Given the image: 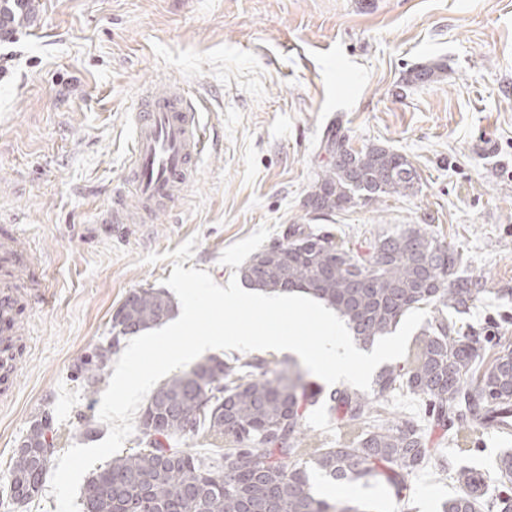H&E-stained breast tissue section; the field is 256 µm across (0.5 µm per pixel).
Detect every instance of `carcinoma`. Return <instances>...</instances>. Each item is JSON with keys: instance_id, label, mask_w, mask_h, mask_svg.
<instances>
[{"instance_id": "cac0c4a2", "label": "carcinoma", "mask_w": 512, "mask_h": 512, "mask_svg": "<svg viewBox=\"0 0 512 512\" xmlns=\"http://www.w3.org/2000/svg\"><path fill=\"white\" fill-rule=\"evenodd\" d=\"M325 150L336 161L317 174L313 205L322 213L343 210L359 199L404 195L418 175L408 159L390 149L355 151L328 130ZM462 257L414 225L383 234L363 252L338 243L329 232L290 227L283 239L253 252L240 267L249 287L275 294H308L336 310L353 337L367 346L398 326L421 305L433 308L428 326L404 360L379 373L372 392L348 387L312 389L300 374L269 367L258 358L210 357L161 382L140 415L138 448L112 456L81 492V512H362L349 502H329L314 490L316 472L339 484L382 478L407 497L405 477L431 457L420 420L372 417L395 392L424 404V418L468 441L487 426L512 433V344L477 368L488 338L462 333L448 311L465 314L485 293L481 280L459 270ZM174 302L162 288L131 291L112 313V340L98 345L77 366L88 387L105 379L123 339L165 321ZM336 413L342 434L325 448L306 432V413ZM202 434L226 445L216 457H197L174 445ZM58 428L50 412L30 426L16 449L7 481L32 479L42 496ZM504 490L488 497L476 487L478 472L456 471L458 492L442 512H512V454L499 458Z\"/></svg>"}]
</instances>
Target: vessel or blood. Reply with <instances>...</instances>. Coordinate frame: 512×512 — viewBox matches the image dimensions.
Instances as JSON below:
<instances>
[{"label":"vessel or blood","mask_w":512,"mask_h":512,"mask_svg":"<svg viewBox=\"0 0 512 512\" xmlns=\"http://www.w3.org/2000/svg\"><path fill=\"white\" fill-rule=\"evenodd\" d=\"M40 22L33 0H0V36ZM131 126L132 163L125 182L150 215L172 202L176 185L193 180L204 140L191 99L171 96L159 86L145 88L137 99ZM40 266L36 254L19 248L13 229H0V337L18 338L22 308L44 300Z\"/></svg>","instance_id":"obj_1"}]
</instances>
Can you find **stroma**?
Wrapping results in <instances>:
<instances>
[{
    "label": "stroma",
    "mask_w": 512,
    "mask_h": 512,
    "mask_svg": "<svg viewBox=\"0 0 512 512\" xmlns=\"http://www.w3.org/2000/svg\"><path fill=\"white\" fill-rule=\"evenodd\" d=\"M38 30L0 42V227L41 252L48 304L25 307L13 397L0 404V495L20 441L52 412L60 448L99 425L100 393L75 368L111 336L128 293L162 287L168 254L227 285L252 252L298 225L362 251L413 225L461 251L486 291L462 326L512 341V0H39ZM442 71L410 82L417 66ZM163 82L195 99L207 148L195 180L140 224L107 217L124 184L129 107ZM404 155V195L326 215L308 204L333 162L321 142ZM150 253L156 263H144ZM434 457L407 478L322 485L371 512H441L457 483L439 457L488 478L512 435L478 429L467 452L430 434Z\"/></svg>",
    "instance_id": "35a3bbf8"
}]
</instances>
